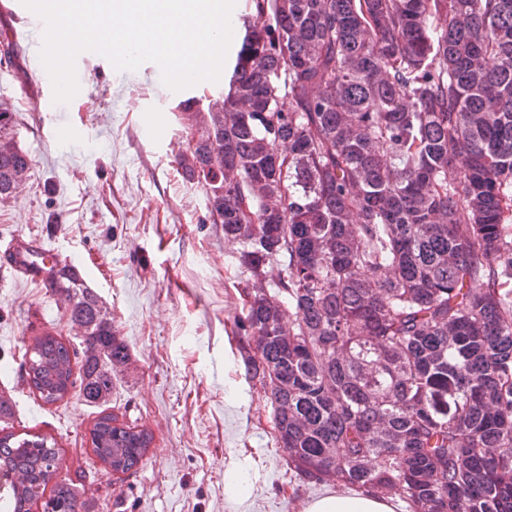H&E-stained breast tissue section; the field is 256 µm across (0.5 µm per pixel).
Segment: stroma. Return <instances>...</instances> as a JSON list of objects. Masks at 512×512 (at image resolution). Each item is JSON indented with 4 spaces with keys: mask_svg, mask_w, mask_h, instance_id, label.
I'll list each match as a JSON object with an SVG mask.
<instances>
[{
    "mask_svg": "<svg viewBox=\"0 0 512 512\" xmlns=\"http://www.w3.org/2000/svg\"><path fill=\"white\" fill-rule=\"evenodd\" d=\"M31 16L21 0H0V101L13 105L15 140L32 158L26 182L0 203V252L35 237L77 260L130 360L113 375L105 406L76 390L42 403L22 380L20 350L48 325L73 344L81 338L48 287L5 274L0 394L12 397L14 416L0 422V435L54 438L59 473L80 478L90 512H303L333 486L288 468L271 405L246 377L234 333L238 247L175 162L189 139L180 101L222 96L223 82L175 92L156 63L118 71L84 52L77 95L45 111L53 90L32 63L41 32ZM104 411L153 434L135 474L112 476L91 449L89 430ZM231 473L243 496L228 490Z\"/></svg>",
    "mask_w": 512,
    "mask_h": 512,
    "instance_id": "stroma-1",
    "label": "stroma"
}]
</instances>
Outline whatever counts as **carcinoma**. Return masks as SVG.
<instances>
[{
	"mask_svg": "<svg viewBox=\"0 0 512 512\" xmlns=\"http://www.w3.org/2000/svg\"><path fill=\"white\" fill-rule=\"evenodd\" d=\"M247 8L227 93L195 130L178 105V165L239 244V351L289 469L410 512H512V0ZM14 123L1 101L0 203L32 163ZM48 273L83 339L35 338L24 379L100 405L128 348L77 271ZM90 440L125 475L153 435L102 414ZM58 469L55 440L0 436L20 478L0 507L82 512Z\"/></svg>",
	"mask_w": 512,
	"mask_h": 512,
	"instance_id": "1",
	"label": "carcinoma"
}]
</instances>
